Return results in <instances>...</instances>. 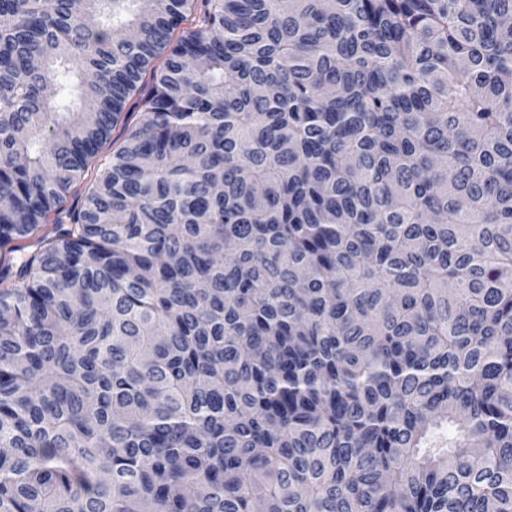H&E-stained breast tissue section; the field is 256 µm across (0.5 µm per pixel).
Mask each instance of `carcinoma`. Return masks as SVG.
I'll list each match as a JSON object with an SVG mask.
<instances>
[{
    "label": "carcinoma",
    "mask_w": 512,
    "mask_h": 512,
    "mask_svg": "<svg viewBox=\"0 0 512 512\" xmlns=\"http://www.w3.org/2000/svg\"><path fill=\"white\" fill-rule=\"evenodd\" d=\"M203 4L0 0V512H512V0ZM141 118L140 112L136 108V98H132L126 104L122 116L116 126L112 128L109 141L106 143L99 157L96 159L98 164L106 162L112 151L119 147L124 140L126 131L139 123Z\"/></svg>",
    "instance_id": "1"
}]
</instances>
